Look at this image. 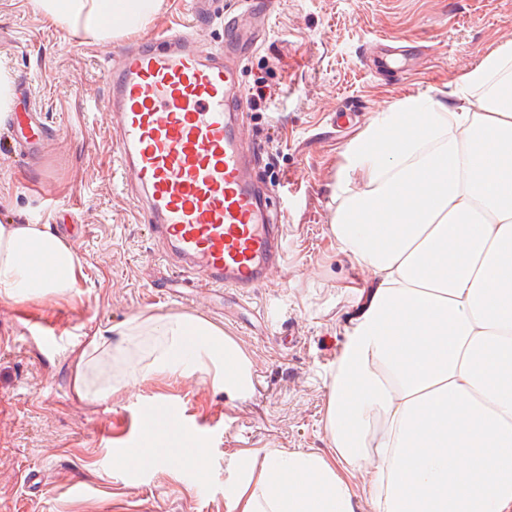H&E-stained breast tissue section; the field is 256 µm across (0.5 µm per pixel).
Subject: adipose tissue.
<instances>
[{
	"instance_id": "obj_1",
	"label": "adipose tissue",
	"mask_w": 512,
	"mask_h": 512,
	"mask_svg": "<svg viewBox=\"0 0 512 512\" xmlns=\"http://www.w3.org/2000/svg\"><path fill=\"white\" fill-rule=\"evenodd\" d=\"M56 23L95 39L148 23L157 0H32ZM512 45L462 76L477 109L409 98L381 113L346 152L331 231L371 267L360 315L332 376L323 451L274 452L229 490L228 512H355L353 480L373 512H512ZM365 182L351 192L353 175ZM80 262L38 224H0V295L62 296ZM163 337L132 375H204L235 397L250 362L223 330L193 315L150 317ZM139 327L90 336L76 355L81 398L103 359L120 361ZM167 436L144 430L118 469L166 460Z\"/></svg>"
}]
</instances>
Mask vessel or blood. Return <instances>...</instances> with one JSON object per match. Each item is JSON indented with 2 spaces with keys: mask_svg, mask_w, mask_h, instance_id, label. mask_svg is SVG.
<instances>
[{
  "mask_svg": "<svg viewBox=\"0 0 512 512\" xmlns=\"http://www.w3.org/2000/svg\"><path fill=\"white\" fill-rule=\"evenodd\" d=\"M214 0H191L181 28L114 48L109 75L118 170L136 187V214L172 273L200 288L248 294L284 256V228L272 223L234 114L244 89L225 52L255 42L253 21L275 0H249L246 17L224 18V44L201 45ZM27 150L53 132L29 116Z\"/></svg>",
  "mask_w": 512,
  "mask_h": 512,
  "instance_id": "vessel-or-blood-1",
  "label": "vessel or blood"
}]
</instances>
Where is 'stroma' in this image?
<instances>
[{"instance_id": "1", "label": "stroma", "mask_w": 512, "mask_h": 512, "mask_svg": "<svg viewBox=\"0 0 512 512\" xmlns=\"http://www.w3.org/2000/svg\"><path fill=\"white\" fill-rule=\"evenodd\" d=\"M189 0H159L143 28L94 39L53 22L30 0H0V69L27 78L57 128L36 157L0 151V224H43L71 245L81 274L63 297L0 296V512H227L239 468L271 450L323 451L336 359L373 273L341 253L331 226L348 146L380 112L430 96L449 110L460 76L512 34V0H277L255 48L235 59L244 87L273 95L240 115L246 144L280 154L254 166L286 207V253L250 295L177 284L121 187L113 158L105 73L115 43L185 21ZM406 71L377 74L363 61L380 44ZM359 117L336 125V103ZM189 314L223 329L251 363L250 393L231 398L202 376L130 378L108 400L77 397L73 357L94 332L136 317ZM44 326L64 343L44 349ZM166 401L207 450L205 485L185 457L117 470L142 432L146 407Z\"/></svg>"}]
</instances>
